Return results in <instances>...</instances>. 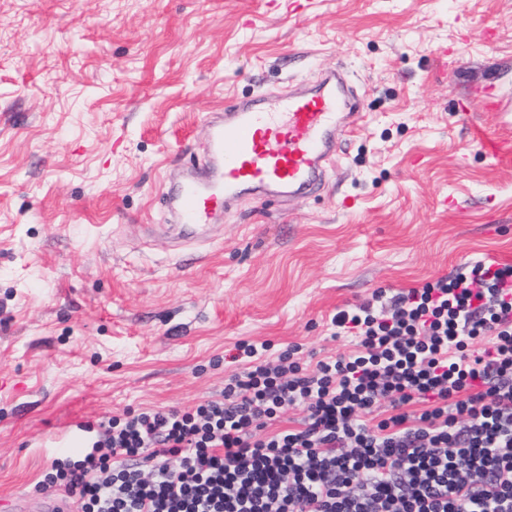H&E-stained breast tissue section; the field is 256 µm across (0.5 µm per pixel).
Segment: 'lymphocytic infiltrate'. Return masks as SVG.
Returning <instances> with one entry per match:
<instances>
[{
    "label": "lymphocytic infiltrate",
    "mask_w": 512,
    "mask_h": 512,
    "mask_svg": "<svg viewBox=\"0 0 512 512\" xmlns=\"http://www.w3.org/2000/svg\"><path fill=\"white\" fill-rule=\"evenodd\" d=\"M332 323L355 354L307 373L297 347L245 346L220 397L113 420L49 481L80 512H512V265L379 289ZM383 400L393 414L369 424ZM288 407L301 427L257 437Z\"/></svg>",
    "instance_id": "lymphocytic-infiltrate-1"
}]
</instances>
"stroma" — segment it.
Here are the masks:
<instances>
[{
	"label": "stroma",
	"mask_w": 512,
	"mask_h": 512,
	"mask_svg": "<svg viewBox=\"0 0 512 512\" xmlns=\"http://www.w3.org/2000/svg\"><path fill=\"white\" fill-rule=\"evenodd\" d=\"M348 73L364 115L315 191L194 237L164 203L238 99ZM512 0H0V512L70 424L186 411L332 318L512 265Z\"/></svg>",
	"instance_id": "1"
}]
</instances>
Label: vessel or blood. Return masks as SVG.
<instances>
[{
	"label": "vessel or blood",
	"instance_id": "obj_1",
	"mask_svg": "<svg viewBox=\"0 0 512 512\" xmlns=\"http://www.w3.org/2000/svg\"><path fill=\"white\" fill-rule=\"evenodd\" d=\"M346 80L323 73L308 90L237 102L208 123L207 159L169 199L178 223H210L246 190L263 198L307 194L321 184L339 135L360 119Z\"/></svg>",
	"mask_w": 512,
	"mask_h": 512
}]
</instances>
